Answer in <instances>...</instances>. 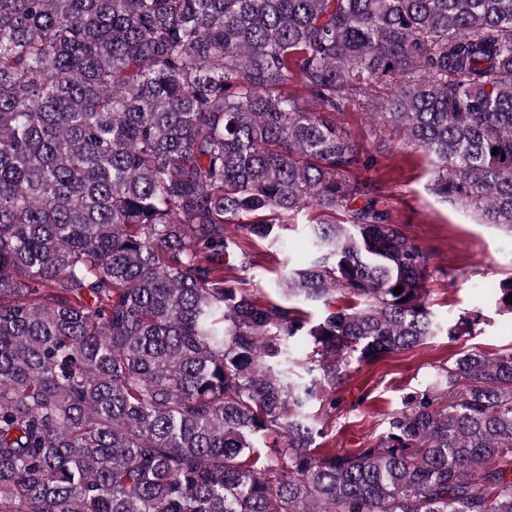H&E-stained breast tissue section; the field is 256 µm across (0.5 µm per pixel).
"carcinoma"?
<instances>
[{
    "label": "carcinoma",
    "instance_id": "carcinoma-1",
    "mask_svg": "<svg viewBox=\"0 0 512 512\" xmlns=\"http://www.w3.org/2000/svg\"><path fill=\"white\" fill-rule=\"evenodd\" d=\"M350 105L512 233V0H0V512H512V352L318 443L353 364L474 326L430 311ZM308 209L346 221L282 301L224 275L227 225Z\"/></svg>",
    "mask_w": 512,
    "mask_h": 512
}]
</instances>
